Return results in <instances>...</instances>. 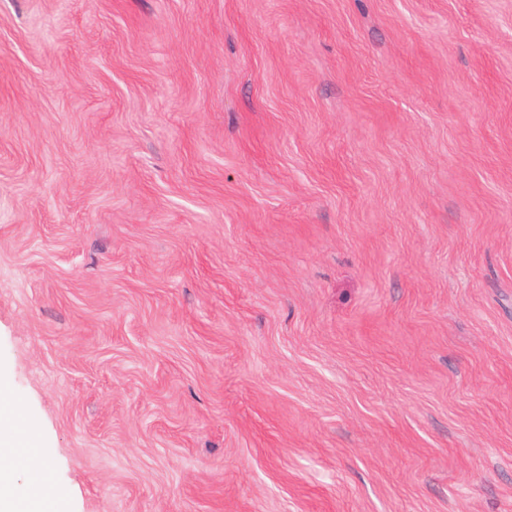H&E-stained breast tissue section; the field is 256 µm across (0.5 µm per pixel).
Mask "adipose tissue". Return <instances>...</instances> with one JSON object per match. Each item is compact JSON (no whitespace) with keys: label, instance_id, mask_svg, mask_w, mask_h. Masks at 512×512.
<instances>
[{"label":"adipose tissue","instance_id":"1","mask_svg":"<svg viewBox=\"0 0 512 512\" xmlns=\"http://www.w3.org/2000/svg\"><path fill=\"white\" fill-rule=\"evenodd\" d=\"M18 445L14 409L0 391V512H44L37 491H23L15 485Z\"/></svg>","mask_w":512,"mask_h":512}]
</instances>
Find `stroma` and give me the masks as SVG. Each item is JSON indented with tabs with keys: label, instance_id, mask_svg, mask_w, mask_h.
Masks as SVG:
<instances>
[{
	"label": "stroma",
	"instance_id": "stroma-1",
	"mask_svg": "<svg viewBox=\"0 0 512 512\" xmlns=\"http://www.w3.org/2000/svg\"><path fill=\"white\" fill-rule=\"evenodd\" d=\"M0 387L45 512H512V0H0Z\"/></svg>",
	"mask_w": 512,
	"mask_h": 512
}]
</instances>
